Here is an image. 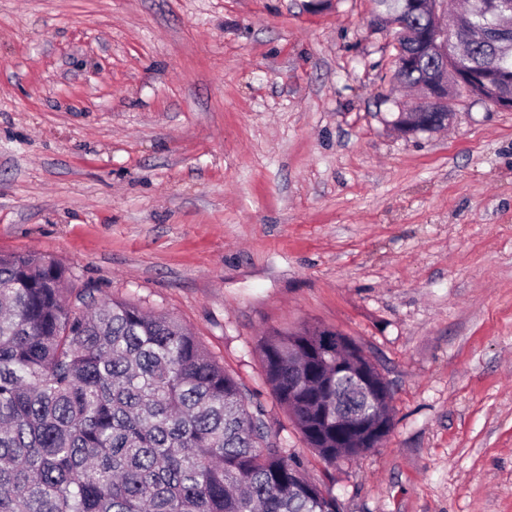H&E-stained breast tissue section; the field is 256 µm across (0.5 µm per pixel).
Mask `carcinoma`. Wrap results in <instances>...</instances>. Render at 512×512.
<instances>
[{
	"instance_id": "carcinoma-1",
	"label": "carcinoma",
	"mask_w": 512,
	"mask_h": 512,
	"mask_svg": "<svg viewBox=\"0 0 512 512\" xmlns=\"http://www.w3.org/2000/svg\"><path fill=\"white\" fill-rule=\"evenodd\" d=\"M512 0H470L463 24L497 26ZM413 55L397 81L423 88L434 57ZM481 69L468 93L490 104L512 57L475 41L448 68ZM57 262L0 253V512H340L250 410L239 384L174 318L67 287ZM269 385L310 448L326 460L375 447L393 424L379 383L358 397L336 357L373 370L350 338L319 327L259 340ZM381 418L336 448V411Z\"/></svg>"
}]
</instances>
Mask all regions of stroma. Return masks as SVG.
<instances>
[{
  "instance_id": "35a3bbf8",
  "label": "stroma",
  "mask_w": 512,
  "mask_h": 512,
  "mask_svg": "<svg viewBox=\"0 0 512 512\" xmlns=\"http://www.w3.org/2000/svg\"><path fill=\"white\" fill-rule=\"evenodd\" d=\"M371 0H0V252L189 327L341 512H512V112L413 93ZM352 339L376 448H309L275 330Z\"/></svg>"
}]
</instances>
